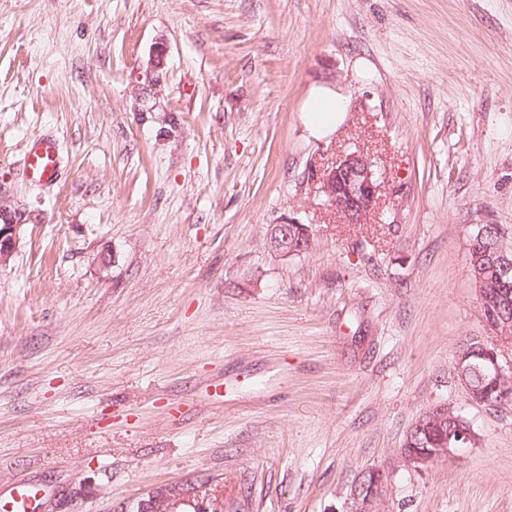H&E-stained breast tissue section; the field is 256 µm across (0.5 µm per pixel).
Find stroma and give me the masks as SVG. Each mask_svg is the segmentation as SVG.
Returning a JSON list of instances; mask_svg holds the SVG:
<instances>
[{"mask_svg": "<svg viewBox=\"0 0 512 512\" xmlns=\"http://www.w3.org/2000/svg\"><path fill=\"white\" fill-rule=\"evenodd\" d=\"M166 40L161 112L137 70ZM323 90L345 118L313 138ZM59 174L22 173L31 142ZM380 214L312 180L353 145ZM0 491L41 512H134L211 478L220 512H512V405L473 404L460 341L490 336L478 224L512 229V0H0ZM310 225L286 260L270 225ZM449 403L478 435L418 471L402 439ZM58 146L50 137L35 140L24 158V171L31 181L49 182L58 171ZM0 262H6L16 244L17 233L23 224H20L22 215L7 208H0ZM387 476L381 467L361 473L350 492V512H380Z\"/></svg>", "mask_w": 512, "mask_h": 512, "instance_id": "1", "label": "stroma"}]
</instances>
